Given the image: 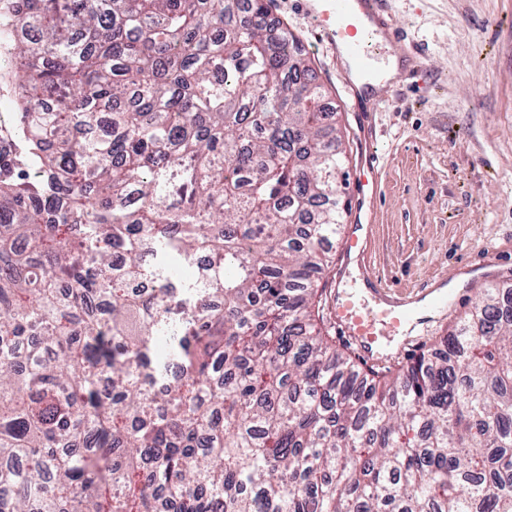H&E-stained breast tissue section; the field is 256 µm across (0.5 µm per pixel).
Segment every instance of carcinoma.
<instances>
[{"label": "carcinoma", "instance_id": "carcinoma-1", "mask_svg": "<svg viewBox=\"0 0 512 512\" xmlns=\"http://www.w3.org/2000/svg\"><path fill=\"white\" fill-rule=\"evenodd\" d=\"M268 16L0 0V512H512V290L395 371L336 349L346 155ZM13 85L8 77L0 81V125L11 127L14 120Z\"/></svg>", "mask_w": 512, "mask_h": 512}]
</instances>
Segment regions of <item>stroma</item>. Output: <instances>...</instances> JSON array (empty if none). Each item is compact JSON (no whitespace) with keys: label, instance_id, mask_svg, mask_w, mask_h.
<instances>
[{"label":"stroma","instance_id":"35a3bbf8","mask_svg":"<svg viewBox=\"0 0 512 512\" xmlns=\"http://www.w3.org/2000/svg\"><path fill=\"white\" fill-rule=\"evenodd\" d=\"M391 4L436 81L397 83L389 106L372 115L385 161L366 273L411 294L457 281L447 316L416 343L419 354L468 310L483 273L512 288V0ZM273 15L299 39L337 114L349 158L343 190L350 211L360 210L361 119L342 90V67L297 0H274Z\"/></svg>","mask_w":512,"mask_h":512}]
</instances>
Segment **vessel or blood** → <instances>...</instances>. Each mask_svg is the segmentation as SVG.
<instances>
[{
    "instance_id": "obj_1",
    "label": "vessel or blood",
    "mask_w": 512,
    "mask_h": 512,
    "mask_svg": "<svg viewBox=\"0 0 512 512\" xmlns=\"http://www.w3.org/2000/svg\"><path fill=\"white\" fill-rule=\"evenodd\" d=\"M301 9L320 41L345 57V92L352 97L365 96L367 107L379 111L389 102L391 92L382 82V64L389 52L403 49L405 41L404 32L394 22L390 0H303ZM380 160L373 141H366L360 167L373 195L379 190ZM371 233V225L364 223L361 214H354L344 238L345 264L364 263ZM448 306V293L442 288H429L415 297L396 295L381 281L361 284L350 275L337 280L332 298L338 328L356 343L369 366L404 355L417 332L445 315Z\"/></svg>"
}]
</instances>
